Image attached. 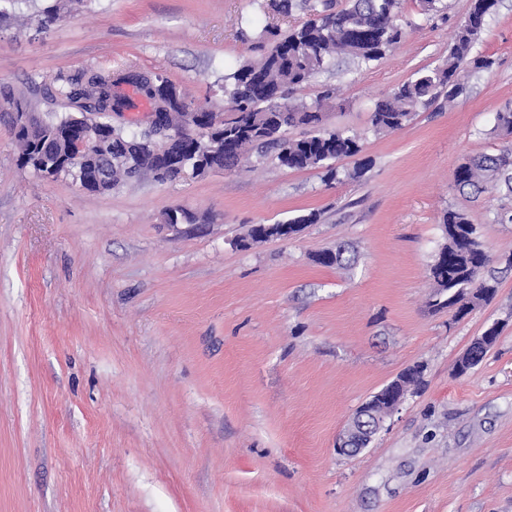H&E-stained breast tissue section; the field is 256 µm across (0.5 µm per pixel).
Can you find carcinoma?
Segmentation results:
<instances>
[{
    "instance_id": "1",
    "label": "carcinoma",
    "mask_w": 512,
    "mask_h": 512,
    "mask_svg": "<svg viewBox=\"0 0 512 512\" xmlns=\"http://www.w3.org/2000/svg\"><path fill=\"white\" fill-rule=\"evenodd\" d=\"M83 0H50L35 11L38 29L46 30L72 11ZM401 0H348L339 8L333 0H279L278 12L289 15L300 8L309 18L282 33L266 26L256 36H241L254 42L259 56L242 62L224 76V124L213 133L214 142L201 143L184 138L177 144L181 151V169L167 173L161 170L162 160L155 159V139L146 134L128 133L122 127H110L112 120L101 106L112 86L122 82L133 71L121 69L83 70L76 75L57 76L50 100L61 102L69 113L49 110L35 112L32 98L40 93V84L31 78L27 92H15L0 85V99L14 112L12 131L19 148V162L42 174L35 162L41 144L50 143L52 175L75 183L76 166L72 162L76 137L69 136L78 112H94L95 126L87 133L96 154L112 159V181H90L85 191L103 194L131 180L151 178L158 183L175 180L186 171L198 169H229L254 149L264 153L275 151L278 163L288 169H319L323 181L331 184L341 178L357 179L365 173L360 163L351 170L339 171L334 162L354 157L361 152L356 135L346 129L325 123L324 103L335 97V90L326 88L308 105L291 100L294 90L307 85L319 73L330 68L337 57L347 56L368 65L383 58L399 44L406 32L400 19ZM498 0H471L470 8L458 24L445 63L415 79L397 86L388 96L376 102L371 115L378 133L402 129L413 112L432 102L440 92L452 101L462 93L461 80L469 72L491 69L493 61L473 53L475 44L485 31L487 18L495 13ZM148 76L134 96H142L155 105L158 112L172 113L179 120L186 112L217 111L212 105L198 106L163 75L145 70ZM294 127H306L300 138L286 135ZM496 131L508 142L496 154L469 157L453 174V187L465 197L483 193H505L512 196V110L497 113ZM443 224L448 233L446 243L430 266L436 288L435 304L448 305L449 297L461 288L479 291L496 288L495 277H473L472 270L485 269L491 262L476 236V227L467 214L448 209Z\"/></svg>"
}]
</instances>
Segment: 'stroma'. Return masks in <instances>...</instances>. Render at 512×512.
Listing matches in <instances>:
<instances>
[{"instance_id":"stroma-1","label":"stroma","mask_w":512,"mask_h":512,"mask_svg":"<svg viewBox=\"0 0 512 512\" xmlns=\"http://www.w3.org/2000/svg\"><path fill=\"white\" fill-rule=\"evenodd\" d=\"M445 15L402 0L411 27L383 59H338L328 122L361 138L371 166L326 184L251 154L234 170L93 195L18 164L0 112V512H512V271L462 320L433 307L442 215L464 210L487 254L512 252L490 195L452 187L462 158L503 147L512 108V0H501L454 102L374 133V102L442 65L470 0ZM303 11L247 0H86L50 29L0 25V84L52 85L91 68L150 69L198 104H224V76L255 58L240 30ZM183 207L197 223L171 226ZM320 214L296 236L243 245L255 224ZM345 246L351 265L328 267ZM495 346L456 362L494 322ZM424 368L358 455L337 454L355 410Z\"/></svg>"}]
</instances>
